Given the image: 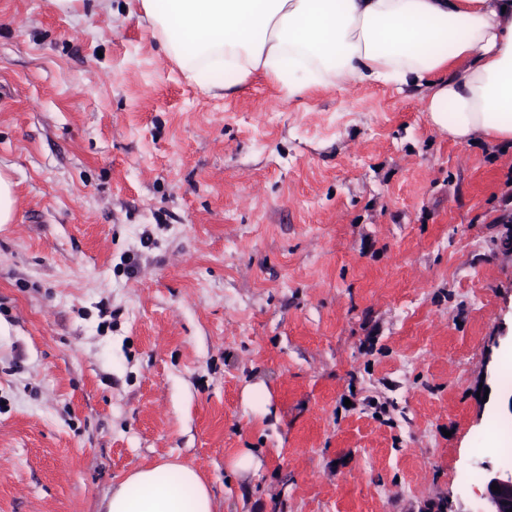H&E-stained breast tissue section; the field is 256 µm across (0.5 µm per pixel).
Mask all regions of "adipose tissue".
Instances as JSON below:
<instances>
[{
	"label": "adipose tissue",
	"instance_id": "obj_1",
	"mask_svg": "<svg viewBox=\"0 0 512 512\" xmlns=\"http://www.w3.org/2000/svg\"><path fill=\"white\" fill-rule=\"evenodd\" d=\"M207 92L260 79L294 98L353 84L427 88L450 138L512 142V0H127ZM227 73L224 82L214 72ZM99 512H216L188 464L130 471Z\"/></svg>",
	"mask_w": 512,
	"mask_h": 512
}]
</instances>
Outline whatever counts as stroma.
Segmentation results:
<instances>
[{"label": "stroma", "mask_w": 512, "mask_h": 512, "mask_svg": "<svg viewBox=\"0 0 512 512\" xmlns=\"http://www.w3.org/2000/svg\"><path fill=\"white\" fill-rule=\"evenodd\" d=\"M0 169V512H97L164 459L218 512H483L511 144L419 88L207 94L125 0H0ZM17 187L13 177L0 170V224H11L15 221Z\"/></svg>", "instance_id": "stroma-1"}]
</instances>
